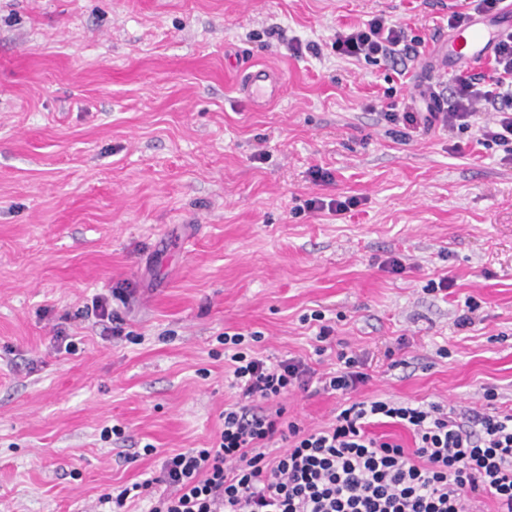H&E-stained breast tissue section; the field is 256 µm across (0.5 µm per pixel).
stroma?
Wrapping results in <instances>:
<instances>
[{"label": "stroma", "mask_w": 512, "mask_h": 512, "mask_svg": "<svg viewBox=\"0 0 512 512\" xmlns=\"http://www.w3.org/2000/svg\"><path fill=\"white\" fill-rule=\"evenodd\" d=\"M459 2L0 0V512H101L210 447L238 398L227 331L320 373L363 360L356 391L281 398L310 431L357 400L512 409V164L477 142L493 115L409 142L378 116L465 70ZM379 11L421 41L408 71L332 48ZM245 66L281 94L255 105ZM96 297L124 335L83 316Z\"/></svg>", "instance_id": "stroma-1"}]
</instances>
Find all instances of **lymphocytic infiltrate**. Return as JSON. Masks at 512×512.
<instances>
[{
  "instance_id": "obj_1",
  "label": "lymphocytic infiltrate",
  "mask_w": 512,
  "mask_h": 512,
  "mask_svg": "<svg viewBox=\"0 0 512 512\" xmlns=\"http://www.w3.org/2000/svg\"><path fill=\"white\" fill-rule=\"evenodd\" d=\"M337 55L405 61L414 53L402 25L379 13L339 30ZM489 72H460L447 102L425 110L389 106L391 124L415 132L435 125L469 128L477 110L494 113L480 127V143L501 146L512 163V31L493 48ZM242 333L225 334L239 402L224 411L214 446L168 457L160 483L169 492L149 512H471L470 502L492 501L512 512V412H480L362 400L341 410L331 425L314 431L284 420L267 405L291 388L353 391L365 383L359 358L339 353L340 369L315 376L302 360L266 363L241 349ZM385 417L413 437L415 448L374 435L373 419ZM285 441L269 454L274 440Z\"/></svg>"
}]
</instances>
